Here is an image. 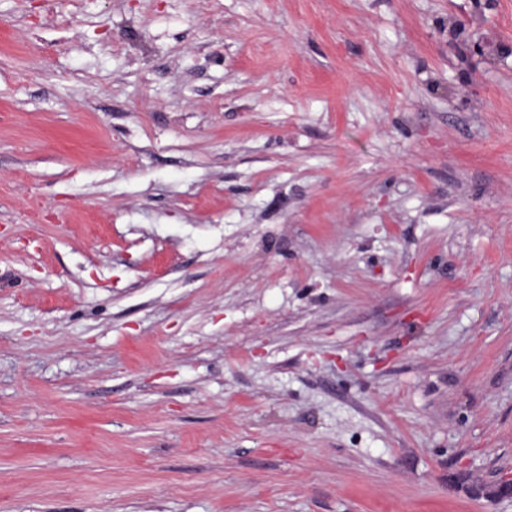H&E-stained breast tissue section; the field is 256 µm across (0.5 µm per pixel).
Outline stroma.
Instances as JSON below:
<instances>
[{"label":"stroma","mask_w":512,"mask_h":512,"mask_svg":"<svg viewBox=\"0 0 512 512\" xmlns=\"http://www.w3.org/2000/svg\"><path fill=\"white\" fill-rule=\"evenodd\" d=\"M512 0H0V512H512ZM475 496H484L491 499L512 498V482H474L469 487Z\"/></svg>","instance_id":"35a3bbf8"}]
</instances>
